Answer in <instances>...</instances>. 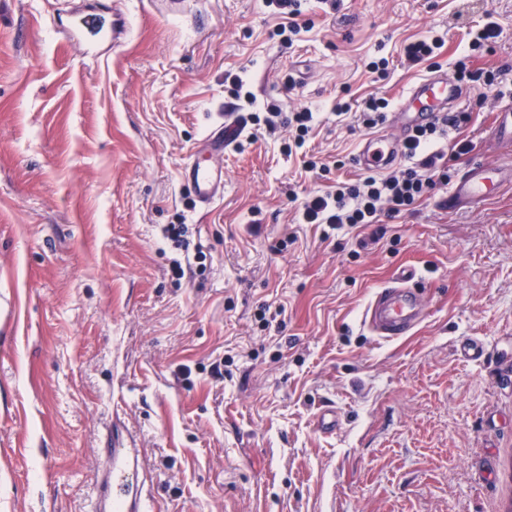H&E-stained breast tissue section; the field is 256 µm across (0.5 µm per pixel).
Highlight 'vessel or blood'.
I'll return each instance as SVG.
<instances>
[{"instance_id":"vessel-or-blood-1","label":"vessel or blood","mask_w":512,"mask_h":512,"mask_svg":"<svg viewBox=\"0 0 512 512\" xmlns=\"http://www.w3.org/2000/svg\"><path fill=\"white\" fill-rule=\"evenodd\" d=\"M462 96L463 90L458 84L448 81L442 74H428L406 89L402 103L392 114V121L401 130H410L429 123L437 113L453 111ZM246 128L247 122L241 113L226 110L223 120L205 141L207 151L224 153L238 143ZM401 152V141L375 134L361 143L356 161L366 168L384 169ZM183 174L201 206H210L224 191L223 170L203 165L199 160H191ZM499 185L495 168L482 162L470 164L443 205L453 209L462 203L481 204L496 194ZM414 278V270L404 271L369 300L362 323L379 339L394 340L418 325L422 299L411 286ZM101 453L110 460L111 466L102 481V494L93 495L91 499L92 512H152L153 499L140 479L141 450L136 439L124 434L120 426H113L112 437Z\"/></svg>"}]
</instances>
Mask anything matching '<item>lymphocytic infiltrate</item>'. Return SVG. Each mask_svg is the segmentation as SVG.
Returning <instances> with one entry per match:
<instances>
[{
    "label": "lymphocytic infiltrate",
    "instance_id": "1",
    "mask_svg": "<svg viewBox=\"0 0 512 512\" xmlns=\"http://www.w3.org/2000/svg\"><path fill=\"white\" fill-rule=\"evenodd\" d=\"M467 119L463 112L441 115L408 136L403 149L408 166L403 170L390 175L372 173L309 196L302 204L304 222L364 228L411 210L437 185L447 184L448 168L441 163L443 154L437 144L448 128L459 127Z\"/></svg>",
    "mask_w": 512,
    "mask_h": 512
}]
</instances>
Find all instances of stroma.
I'll return each mask as SVG.
<instances>
[{
    "mask_svg": "<svg viewBox=\"0 0 512 512\" xmlns=\"http://www.w3.org/2000/svg\"><path fill=\"white\" fill-rule=\"evenodd\" d=\"M490 20L499 36L471 50ZM298 21L289 43L264 0H0V512H88L116 419L155 512H512V183L455 211L440 185L364 229L300 214L363 175L370 131L336 101L398 102L468 53L505 75L466 84L448 174L512 163L491 146L512 0H300ZM429 36L437 57L407 61ZM229 74L243 113L281 114L214 156L224 193L205 208L181 171ZM404 267L424 316L384 342L362 315ZM443 40L439 36L419 39L408 43L404 47L406 58L414 63L433 59L436 50L442 47Z\"/></svg>",
    "mask_w": 512,
    "mask_h": 512,
    "instance_id": "obj_1",
    "label": "stroma"
}]
</instances>
